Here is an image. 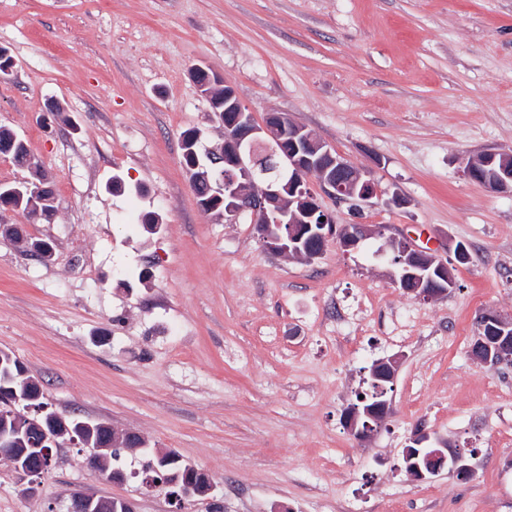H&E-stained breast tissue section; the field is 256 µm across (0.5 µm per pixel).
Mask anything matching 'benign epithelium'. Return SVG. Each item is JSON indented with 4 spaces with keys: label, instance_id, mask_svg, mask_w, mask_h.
Here are the masks:
<instances>
[{
    "label": "benign epithelium",
    "instance_id": "obj_1",
    "mask_svg": "<svg viewBox=\"0 0 512 512\" xmlns=\"http://www.w3.org/2000/svg\"><path fill=\"white\" fill-rule=\"evenodd\" d=\"M193 78L205 96L212 88L224 86V113L216 114L224 129V142L211 155V171L208 175L190 178L196 198H201L200 182L207 184L214 197H224V208L213 207L208 213L229 223L247 214L254 224L256 237L264 249L276 256H292L306 262L320 257L330 238L336 237V245L345 250H355L378 233L375 224H349L338 235L331 216L306 192L304 185L311 175L318 177L324 188L340 202H367L377 196V185L371 171L357 170L337 155L324 142L316 139L303 126L293 122L288 115L273 112L263 124L255 122L253 115L240 102L235 88L225 84L222 78L206 67L194 69ZM273 147L283 163L286 180L279 184L253 188L249 179L257 160L259 149ZM465 176L492 192H512V152L487 151L476 155L464 170ZM325 223H320V218ZM382 255L390 256L394 266L391 278L396 286L422 299H432L448 293L453 283V265L441 261L437 254L421 249L413 240L387 237L381 249ZM471 351L476 360L495 369L512 363V314L485 311L478 318ZM397 360L394 357L376 361L370 369L374 383L388 385L395 379ZM390 413V401H377L369 406H352L346 411V424L352 434L364 438ZM26 434L42 429L39 413L27 412L16 416ZM428 441V435H413L411 445L404 451L407 473L414 481L428 480L447 470L453 474L471 476L476 468L470 457L457 448L440 441L425 456L413 450ZM40 449L41 465H46L53 452L76 443L71 430L64 425L55 433H47L30 440ZM25 452L16 449V441L9 435H0V458L9 461L26 484L22 494L35 491L36 479L42 469L33 466L21 468ZM195 481L181 486L183 498H189L194 490H210L208 476L193 469ZM70 512H134L133 505L119 498H104L94 494L76 492L72 495Z\"/></svg>",
    "mask_w": 512,
    "mask_h": 512
}]
</instances>
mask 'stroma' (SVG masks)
Here are the masks:
<instances>
[{
    "label": "stroma",
    "mask_w": 512,
    "mask_h": 512,
    "mask_svg": "<svg viewBox=\"0 0 512 512\" xmlns=\"http://www.w3.org/2000/svg\"><path fill=\"white\" fill-rule=\"evenodd\" d=\"M0 49V127L57 199L49 223L0 214L54 247L38 261L0 236V351L50 410L146 441L114 459L120 484L87 448L60 449L30 495L0 462V512H68L78 490L172 512L136 477L161 451L211 478L184 512H512V366L471 354L482 312L512 314V193L464 175L512 151V0H0ZM198 66L256 122L287 113L370 169L379 195L354 209L309 178L336 226L464 243L453 288L394 287L375 239L309 263L268 253L249 216L203 212L180 134L224 133ZM391 356V414L357 438L344 413ZM419 430L472 450L475 476L411 480Z\"/></svg>",
    "instance_id": "stroma-1"
}]
</instances>
